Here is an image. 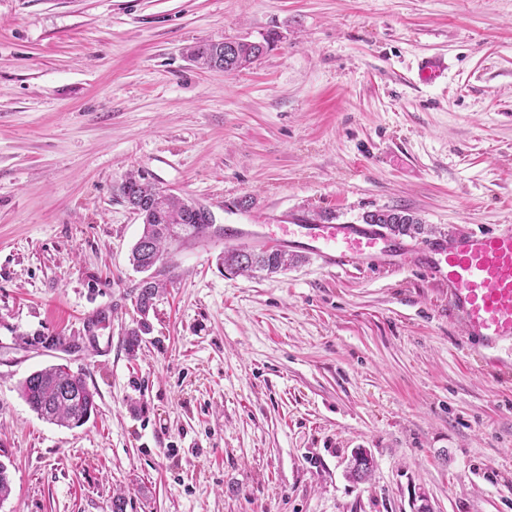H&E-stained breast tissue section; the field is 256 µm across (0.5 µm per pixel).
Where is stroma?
I'll return each instance as SVG.
<instances>
[{"mask_svg":"<svg viewBox=\"0 0 512 512\" xmlns=\"http://www.w3.org/2000/svg\"><path fill=\"white\" fill-rule=\"evenodd\" d=\"M270 32L236 73L186 55ZM131 172L249 248L392 208L414 246L512 224V0H0V512H512V361L410 263L234 274L233 239L189 241L129 354ZM58 363L97 392L81 427L19 394Z\"/></svg>","mask_w":512,"mask_h":512,"instance_id":"1","label":"stroma"}]
</instances>
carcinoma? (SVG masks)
Listing matches in <instances>:
<instances>
[{"mask_svg": "<svg viewBox=\"0 0 512 512\" xmlns=\"http://www.w3.org/2000/svg\"><path fill=\"white\" fill-rule=\"evenodd\" d=\"M260 48L253 43H239L240 68H246L261 58ZM188 58L198 67L225 61L224 43L199 42L187 48ZM119 196L136 208L143 230L134 245L130 262L140 272L151 271L170 248L190 240H197L212 233L211 212L186 198L168 195L160 197L157 188L140 176L128 174L118 188ZM367 224H380L396 236H411L422 230L420 219L402 209L379 210L363 217ZM222 266L233 273L264 271L268 274L288 269L297 259L278 248L255 252L246 247H232L224 251ZM166 284L150 276L139 283L134 295L141 319L127 331V351L131 354L140 348L143 336L150 332L147 317L156 301L164 294ZM65 336H46L40 332L26 338L31 345L44 348L61 347ZM19 392L32 411L41 418L61 427L76 428L84 425L96 412V392L81 373H74L64 365H54L30 373L20 382Z\"/></svg>", "mask_w": 512, "mask_h": 512, "instance_id": "obj_1", "label": "carcinoma"}]
</instances>
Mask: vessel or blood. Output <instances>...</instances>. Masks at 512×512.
Segmentation results:
<instances>
[{
  "mask_svg": "<svg viewBox=\"0 0 512 512\" xmlns=\"http://www.w3.org/2000/svg\"><path fill=\"white\" fill-rule=\"evenodd\" d=\"M289 238L329 267L363 258L396 260L402 248L378 224H300ZM430 278L447 288L448 307L484 348L512 352V226L448 235L422 248Z\"/></svg>",
  "mask_w": 512,
  "mask_h": 512,
  "instance_id": "1",
  "label": "vessel or blood"
}]
</instances>
